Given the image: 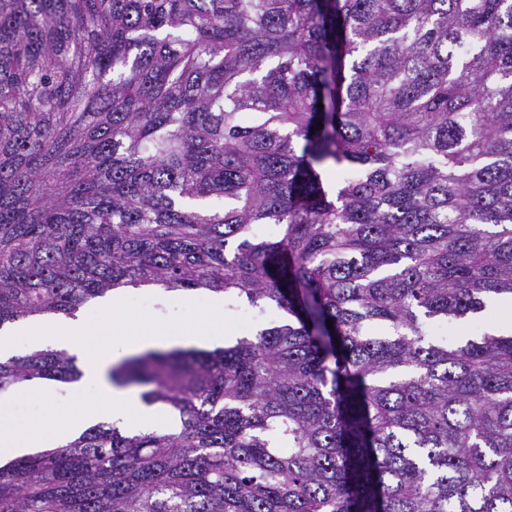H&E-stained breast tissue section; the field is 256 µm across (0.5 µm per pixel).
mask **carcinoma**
Returning a JSON list of instances; mask_svg holds the SVG:
<instances>
[{
	"label": "carcinoma",
	"mask_w": 512,
	"mask_h": 512,
	"mask_svg": "<svg viewBox=\"0 0 512 512\" xmlns=\"http://www.w3.org/2000/svg\"><path fill=\"white\" fill-rule=\"evenodd\" d=\"M149 284L286 317L112 368L179 430L0 465V512H512V332L427 328L512 299V0H0V329ZM500 315L499 311H497V315L493 322L487 323L485 321H482L480 319H470L467 320L462 325L455 324V325H447L448 329H446V325H436L433 328V338L436 341L442 342V343H448V342H454L458 340L461 336H473L476 334L481 333L484 330H487V328L499 322Z\"/></svg>",
	"instance_id": "obj_1"
}]
</instances>
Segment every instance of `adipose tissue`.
<instances>
[{"mask_svg": "<svg viewBox=\"0 0 512 512\" xmlns=\"http://www.w3.org/2000/svg\"><path fill=\"white\" fill-rule=\"evenodd\" d=\"M100 317L95 321L65 318L34 319L24 332L49 340L56 350L75 353L82 372L80 384L93 385L100 399L108 404L111 419L117 426L137 432L150 433L160 427L176 428L177 420L169 411L148 406L137 395L112 385L108 378L110 367L122 356L149 350L172 348H207L224 341L222 302H215L210 313L195 325L175 330L156 324L147 317H137L123 307L121 291L100 302ZM97 336L113 337L118 351L111 352L94 345ZM10 404L0 400V463L23 456L38 448H53L78 436L89 422L81 410L69 409L55 413L48 421L30 420L22 423L8 417Z\"/></svg>", "mask_w": 512, "mask_h": 512, "instance_id": "1", "label": "adipose tissue"}]
</instances>
